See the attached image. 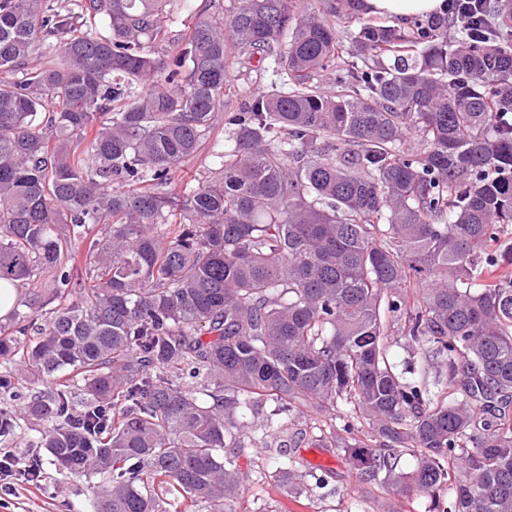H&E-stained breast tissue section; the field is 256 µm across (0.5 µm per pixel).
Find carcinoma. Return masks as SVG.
I'll use <instances>...</instances> for the list:
<instances>
[{
	"label": "carcinoma",
	"instance_id": "cac0c4a2",
	"mask_svg": "<svg viewBox=\"0 0 512 512\" xmlns=\"http://www.w3.org/2000/svg\"><path fill=\"white\" fill-rule=\"evenodd\" d=\"M169 2L0 0V282H37L0 365L55 384L0 404V437L26 421L61 473L109 476L95 512H158L157 488L237 512L236 413L271 399L268 428L368 421L364 481L512 512V0H485L482 43L444 12L365 19L347 60L333 20L363 0H204L159 54ZM254 63L276 79L234 108ZM223 112L221 178L175 191ZM390 318L437 393L389 361Z\"/></svg>",
	"mask_w": 512,
	"mask_h": 512
}]
</instances>
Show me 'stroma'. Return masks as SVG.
I'll return each mask as SVG.
<instances>
[{
  "label": "stroma",
  "mask_w": 512,
  "mask_h": 512,
  "mask_svg": "<svg viewBox=\"0 0 512 512\" xmlns=\"http://www.w3.org/2000/svg\"><path fill=\"white\" fill-rule=\"evenodd\" d=\"M228 134L225 122H218L197 151L182 162L178 180L195 187L215 178L213 151ZM385 341L398 367L420 372L427 381H434L436 370L424 346L411 342L399 321H390ZM319 424L312 409H301L265 442L249 443L236 454L235 464L242 478L238 512H432L434 505L429 496L406 499L385 480L365 483L357 479L344 447L364 438L368 424L356 425L350 432L339 427L324 430L320 441L313 444L298 442L299 433ZM284 457L293 461L304 479L281 490L274 485V473ZM42 459L43 490L33 492L24 482H16L14 492H0V512H94L96 493L104 485V477L65 476L50 454H43Z\"/></svg>",
  "instance_id": "stroma-1"
}]
</instances>
